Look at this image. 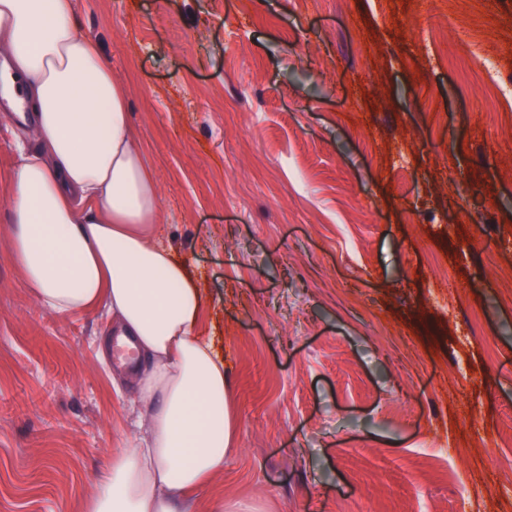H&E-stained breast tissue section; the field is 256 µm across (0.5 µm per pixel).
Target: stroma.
<instances>
[{"label": "stroma", "mask_w": 512, "mask_h": 512, "mask_svg": "<svg viewBox=\"0 0 512 512\" xmlns=\"http://www.w3.org/2000/svg\"><path fill=\"white\" fill-rule=\"evenodd\" d=\"M73 3L224 354L194 512H512V100L448 0ZM462 19L512 81V0ZM33 126L0 97V512H83L146 408L106 315L44 311L9 258ZM474 58L477 59L483 74L489 81L496 94L508 99L512 96V85L502 82L498 78V59L496 56L482 54L480 50L473 52Z\"/></svg>", "instance_id": "35a3bbf8"}]
</instances>
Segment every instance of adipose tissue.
Masks as SVG:
<instances>
[{"label": "adipose tissue", "instance_id": "obj_1", "mask_svg": "<svg viewBox=\"0 0 512 512\" xmlns=\"http://www.w3.org/2000/svg\"><path fill=\"white\" fill-rule=\"evenodd\" d=\"M0 58L39 138L10 175L11 258L44 311L103 310L141 361L147 415L86 512H192L230 445L224 358L159 222L125 91L73 0H0Z\"/></svg>", "mask_w": 512, "mask_h": 512}]
</instances>
